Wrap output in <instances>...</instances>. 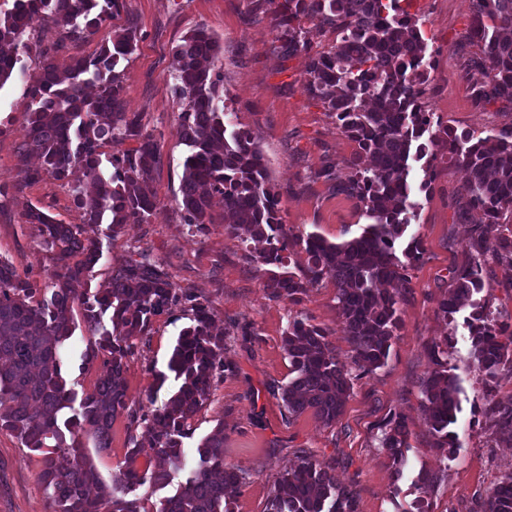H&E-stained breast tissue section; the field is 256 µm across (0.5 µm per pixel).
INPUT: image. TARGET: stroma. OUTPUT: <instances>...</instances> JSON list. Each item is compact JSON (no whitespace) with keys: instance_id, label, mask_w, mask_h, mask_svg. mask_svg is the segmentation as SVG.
<instances>
[{"instance_id":"1","label":"stroma","mask_w":512,"mask_h":512,"mask_svg":"<svg viewBox=\"0 0 512 512\" xmlns=\"http://www.w3.org/2000/svg\"><path fill=\"white\" fill-rule=\"evenodd\" d=\"M409 11L424 20L431 68L421 101L432 125L487 134L512 123V108L499 102L480 107L472 97L471 85L478 74L470 70L468 61L479 48L467 38L471 0H411ZM29 26L35 37L60 43L56 62L62 67L71 58L93 55L116 33L132 30L139 37L136 51L123 64V99L127 111L142 114L160 145V161L149 185L161 206L150 223L123 225L105 240L93 281L106 283L138 251L152 252L165 261L177 286L193 289L209 302L218 327L229 328L224 355L230 368L192 420L184 452L194 457L200 440L216 424H223L225 462L248 473L234 496V512H266L274 479L293 468L302 454L313 456L341 484L357 492L359 512H409L418 496L414 481L423 469L439 477L428 499L429 512H481L494 480L512 472V442L496 439L480 412L483 390L475 384L479 371L463 324L469 309L460 310L451 325L437 313L472 230L481 221L463 192L467 173L447 150L437 152L430 191L416 195L418 216L408 232L420 235L423 254L409 272L403 328L385 366L355 377L335 425L324 426L308 412L291 417L279 387L290 378L283 337L296 313L324 328L339 363L349 370L354 367L336 290L328 282L311 287L299 307L269 299L265 266L247 259L243 244L224 234L221 200H214L212 222L204 232L184 223L177 201L188 149L180 138L181 108L172 73L173 52L192 29L206 27L221 40L227 119L258 136L282 223L291 233L316 232L340 243L361 232L365 224L361 205L317 172L328 161L340 179H347L356 145L339 132L323 105L305 93L304 53L281 56L272 7L255 0H119L118 14L80 41L63 38L40 15L32 17ZM22 63L23 70L0 89V182L14 181L21 163L26 85L38 60L26 57ZM32 204L47 207L65 224L82 223L83 214L73 203L70 184L47 175L14 194L0 209V259L40 281L52 267V256L41 246L36 225L23 217ZM484 279L492 308L503 317L512 316V269L489 262ZM72 314L77 329L64 376L69 388L82 393L91 391L105 370L100 363L82 360L89 338L82 325V306L74 305ZM188 323L187 313L177 307L155 317L150 335L138 343L127 363L130 404L145 407L154 390L165 395L173 390V380L160 386L156 378L166 372L177 335ZM442 337L448 340L460 386L452 426L455 458L449 462L433 448L420 407L419 383L431 368L426 346ZM392 416L403 418L409 431L407 461L398 471L379 446L380 427ZM129 434L125 417H118L109 448H89L104 484H111L123 465ZM45 464L44 453L24 448L13 434L0 430V512H50L48 494L39 481Z\"/></svg>"}]
</instances>
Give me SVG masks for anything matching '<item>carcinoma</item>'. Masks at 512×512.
Here are the masks:
<instances>
[{"instance_id": "obj_1", "label": "carcinoma", "mask_w": 512, "mask_h": 512, "mask_svg": "<svg viewBox=\"0 0 512 512\" xmlns=\"http://www.w3.org/2000/svg\"><path fill=\"white\" fill-rule=\"evenodd\" d=\"M273 10L277 40L284 56L305 52L304 91L336 118L342 134L356 144L351 175L343 189L359 200L366 218L363 231L333 243L314 233L290 235L277 215L268 186L258 138L249 130L231 129L220 111L224 100V47L204 26L176 47L174 90L181 105L183 144L189 148L181 184L184 222L204 231L212 223L211 198L224 199V234L246 245H259L250 260L270 265L264 283L273 300L300 305L309 287L323 281L336 288L339 314L353 353L364 372L385 365L403 326L408 270L420 260L421 239L414 235L396 255V244L417 217L411 164L425 161L431 184L436 150H448L465 168L464 192L483 216L452 271L449 291L438 313L454 321L464 303L472 312L466 325L472 355L484 376L482 414L492 434L512 441V401L497 398L504 376L512 377V323L500 319L488 302L474 296L486 287L488 258L512 269V124L486 136L448 126L430 132L420 98L429 79L423 21L400 6L401 0H265ZM119 0H0V87L16 72L21 56L36 52L38 71L26 88L28 114L17 179L0 182V205L31 182L48 174L57 180L73 170L83 183L73 187V202L83 211L81 224H62L49 211L29 206L26 223L39 228L41 245L53 255L54 270L45 281L21 276L0 260V429L21 444L46 453L39 475L51 491L52 512H141L137 487L146 479L164 484L170 472L184 467L183 439L191 420L209 399L224 374V337L214 334L208 304L190 288L172 281L163 260L146 251L94 288L89 272L103 253L102 238L130 222L150 223L160 201L149 186L159 162V147L138 112L126 110L119 67L136 50L133 31L118 34L89 57L61 68L56 43L41 48L31 42L29 21L43 15L68 39H84L117 12ZM316 21L336 32V44L312 51L304 22ZM469 38L480 46L474 65L484 72L474 100L512 104V0H472ZM114 141L136 146L120 156L102 148ZM42 165L33 169L27 158ZM294 265L296 271L286 269ZM80 303L89 339L82 358L102 359L106 373L82 394L67 387L64 365L76 326L72 308ZM180 306L190 324L179 332L168 370L175 389L149 412L127 401L125 372L137 343L149 335L153 318ZM284 350L292 378L280 387L288 414L306 411L326 426L336 423L350 396L352 378L336 358L328 333L296 314L288 324ZM433 368L421 379V407L433 437L432 447L448 458L456 436L449 430L458 410V386L449 361L448 339L427 347ZM120 416L132 431L125 465L98 496L88 488L100 483L85 444L109 448L113 422ZM148 431L154 449L151 473L136 462L142 444L134 431ZM404 420L389 418L382 426L380 448L396 468L410 448ZM197 459L175 493L158 512H233V491L247 472L224 462V423L196 448ZM437 477L419 471L415 485L423 504ZM512 473L499 478L483 500V512H512ZM267 512H359L356 492L304 455L297 466L272 484Z\"/></svg>"}]
</instances>
